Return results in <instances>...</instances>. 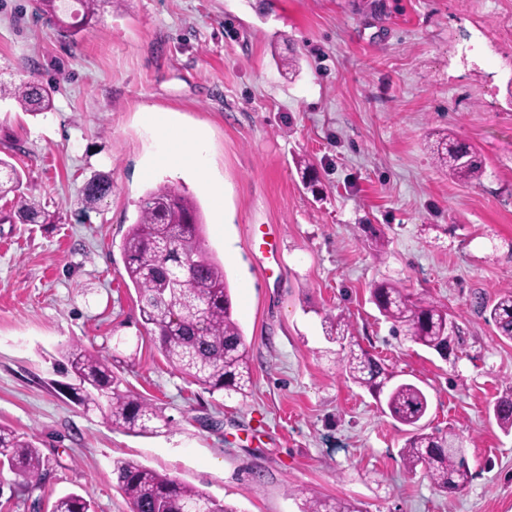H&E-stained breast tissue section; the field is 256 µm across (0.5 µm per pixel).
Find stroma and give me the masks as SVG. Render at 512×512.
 Returning <instances> with one entry per match:
<instances>
[{
  "instance_id": "1",
  "label": "stroma",
  "mask_w": 512,
  "mask_h": 512,
  "mask_svg": "<svg viewBox=\"0 0 512 512\" xmlns=\"http://www.w3.org/2000/svg\"><path fill=\"white\" fill-rule=\"evenodd\" d=\"M29 65L53 107L0 99V157L56 221L0 223V425L35 436L47 470L30 491L0 470V512H51L72 491L94 512H130L117 459L238 512H299L311 495L360 512H512V434L489 415L512 389V341L477 306L512 292V0H103L74 43L34 0H0V81ZM165 111L205 132L227 223L193 178L141 175L147 116ZM448 133L482 156L479 181L436 164L429 145ZM96 174L112 192L88 209ZM163 183L202 207L250 352L246 394L208 392L173 368L124 276L137 202ZM261 224L282 269L252 259ZM383 279L455 314L447 356L379 315L370 289ZM328 314L427 392V429L463 442L465 488L440 492L404 467L408 433L347 379ZM72 341L105 355L168 431L126 433L70 401L53 364Z\"/></svg>"
}]
</instances>
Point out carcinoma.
I'll return each mask as SVG.
<instances>
[{"instance_id":"cac0c4a2","label":"carcinoma","mask_w":512,"mask_h":512,"mask_svg":"<svg viewBox=\"0 0 512 512\" xmlns=\"http://www.w3.org/2000/svg\"><path fill=\"white\" fill-rule=\"evenodd\" d=\"M100 2L36 0V10L58 33L75 42L97 17ZM0 98L16 99L27 112L53 107L51 89L32 79L11 86L0 84ZM432 152L437 163L460 182H472L484 172L481 155L457 138L450 136L437 142ZM2 171L7 181H0V195L22 192V175L0 158ZM111 191L112 182L103 175L89 179L84 187L91 203L104 199ZM6 220L49 224L51 215L40 202L25 199ZM121 252L125 274L139 294L142 319L152 326L157 347L167 362L212 393H244L251 382L249 350L235 317L224 264L207 247L197 199L185 188L170 184L146 191L138 202L137 218L124 235ZM370 297L385 320L404 327L415 343L443 354L450 332L456 329L447 306L434 300L411 301L401 285L392 280L375 283ZM480 308L498 336L512 341V292L484 302ZM323 329L328 339L348 344L341 359L348 379L372 393L386 392L389 415L411 428L400 451L405 468L412 472L422 467L441 492L463 489L472 473L459 439L450 433H428L420 425L429 407L425 391L410 382L387 387V369L367 350L356 347L343 316H326ZM60 357L57 373L65 381L59 387L74 403L88 411H99L112 427L128 433L159 434L168 426L157 407L120 389L106 356L71 342L62 348ZM490 412L504 433L512 432V392L497 398ZM4 465L22 477L29 489L38 486L45 476L46 463L33 437L0 426V466ZM113 474L132 512H238L192 484L138 461H113ZM51 512L93 510L91 501L71 492L60 496ZM300 512L360 510L347 502L310 496Z\"/></svg>"}]
</instances>
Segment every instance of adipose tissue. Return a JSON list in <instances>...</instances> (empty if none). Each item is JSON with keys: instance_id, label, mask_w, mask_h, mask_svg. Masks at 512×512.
<instances>
[{"instance_id": "obj_1", "label": "adipose tissue", "mask_w": 512, "mask_h": 512, "mask_svg": "<svg viewBox=\"0 0 512 512\" xmlns=\"http://www.w3.org/2000/svg\"><path fill=\"white\" fill-rule=\"evenodd\" d=\"M148 123L156 144L151 167L190 171L213 195L223 197V183L214 179L209 170L203 132L180 127L167 112L151 113Z\"/></svg>"}]
</instances>
